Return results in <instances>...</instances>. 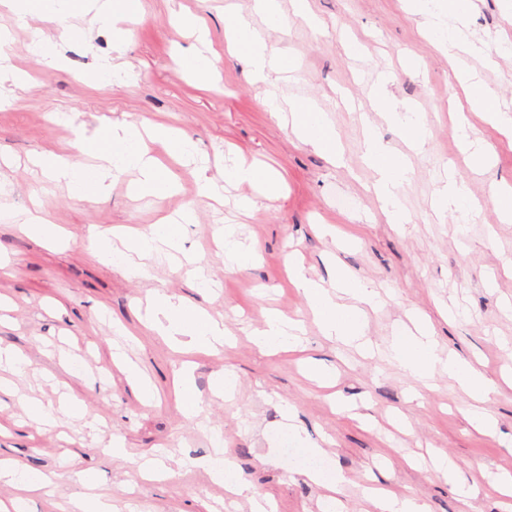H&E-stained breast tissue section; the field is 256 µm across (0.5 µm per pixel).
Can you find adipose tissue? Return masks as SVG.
Returning a JSON list of instances; mask_svg holds the SVG:
<instances>
[{
    "mask_svg": "<svg viewBox=\"0 0 512 512\" xmlns=\"http://www.w3.org/2000/svg\"><path fill=\"white\" fill-rule=\"evenodd\" d=\"M14 3L19 17L38 16L52 22L65 35L71 34L70 18L81 6L80 0H14ZM406 6L410 11L428 14L432 23L426 32L427 38L441 50L455 52L458 47L457 25L467 16L466 11L460 9L459 0H406ZM224 30L225 52L244 57L251 67L253 79L264 78L266 70L270 68L282 72L294 71L295 65L290 58L267 57L263 33L255 29L246 16L235 12L225 14ZM291 112L300 138L328 157H340L341 142L333 126L312 101L296 102ZM151 141L160 144L174 158L186 159L193 152L192 141L183 133L156 128L150 139L146 140L137 127L129 126L113 132L108 149L109 161L115 171L138 172L139 177L133 185L136 193L165 196L175 190L177 182L165 166L150 156L147 144ZM365 162L375 174L373 189L389 223H407L408 216L398 203V190L410 178L409 167L401 158L388 154L373 133L366 137ZM35 163L43 174L68 176L73 196L89 198L100 189V180L85 179V166L82 163L52 152L39 154ZM193 221V213L184 211L160 220L152 225L149 232L130 236L124 247H115L111 238L103 233L92 239L91 247L101 264L124 270L135 277H146L150 274L149 262L157 254L159 245L182 251L186 227ZM292 274L324 336L365 351L371 350L372 343L365 333L363 309L379 302L372 288L344 271L337 274L336 284L331 289L307 277L301 267H294ZM341 293L351 295L352 303L338 302L337 296ZM144 322L158 335L178 345L214 348L224 343L223 324L204 310L162 291L154 292ZM299 329V320L267 310L263 313V326L254 331L253 340L259 349L273 352L295 346ZM390 350L400 368L412 377L429 379L434 374L445 373L460 386L472 391L478 400L488 397L489 390L482 374L456 355L444 353L430 325L424 320L414 319L412 326L399 329L391 341ZM202 465L225 488L235 494L248 496L253 512H267L264 497L255 487L240 479L235 461L225 451H217L216 455L204 459Z\"/></svg>",
    "mask_w": 512,
    "mask_h": 512,
    "instance_id": "ef3b65f1",
    "label": "adipose tissue"
}]
</instances>
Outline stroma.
<instances>
[{
    "label": "stroma",
    "mask_w": 512,
    "mask_h": 512,
    "mask_svg": "<svg viewBox=\"0 0 512 512\" xmlns=\"http://www.w3.org/2000/svg\"><path fill=\"white\" fill-rule=\"evenodd\" d=\"M126 38L101 26L93 11H78L76 35L33 16L17 26L9 0H0V51L13 67L0 70V344L29 361L0 391V459L50 476L52 495L28 499V512H69L82 485L68 456L90 470L113 512H251L246 497L230 493L206 470L185 471L178 461L212 456L216 444L234 456L241 477L268 500L272 512H320L329 490L292 463L282 438L272 437L281 406H290L304 445L323 449L332 472L345 483V512H377L364 487H386L417 498L428 512H512L499 482L512 476V223L501 220L499 189L512 186V146L488 122L483 108L454 80L446 54L426 37L430 18L405 11L401 0H308L310 18L293 0H277L283 25L267 31L270 56L293 59L298 70L268 71L253 80L243 58L224 51L228 7L266 29L255 0H140ZM196 16L201 29L179 26ZM462 65L512 109V0H475L457 32ZM47 43L56 60L48 68L30 52ZM360 42L361 53L350 50ZM483 47L485 56L468 54ZM202 52L212 62L198 77L183 56ZM110 68L117 84L99 86ZM382 98L399 112H420L427 142L415 149L372 102ZM312 100L332 122L344 148L341 161L303 142L271 112ZM135 124L180 129L194 144L187 164L174 165L177 193L141 198L133 174L104 171L97 198L71 195L66 178L48 179L34 156L53 151L98 163L100 144L113 130ZM489 153L486 167L471 164L460 127ZM403 157L411 168L401 202L409 223H387L370 187L363 159L366 132ZM253 162L276 172L280 195L269 198L246 184L233 185L223 202L199 187L221 182L225 168ZM466 183L479 203L466 224L434 206L447 178ZM251 208L238 214L241 197ZM40 204L42 216L63 227L48 243L7 219ZM192 210L185 246L193 260L152 263L139 280L98 262L88 247L90 230L127 225L149 230L159 217ZM234 219L242 250H257L245 266L224 262L219 230ZM307 274L332 282L345 270L379 290L383 306L368 311L366 332L374 356L324 337L301 292L288 277L289 259ZM155 289L203 308L222 321L230 341L219 351L193 355L191 368L202 412L185 416L175 401L173 378L185 358L147 330L141 314ZM301 319L306 358L334 368V386H320L293 354L266 355L248 336L264 309ZM424 317L440 345L476 365L491 389L484 404L494 434L472 422L476 402L455 380L436 377L434 388L405 376L386 357L394 330L409 316ZM123 339L128 356L154 385L145 406L112 362V342ZM230 369L237 392L225 400L211 391L214 373ZM83 401L85 412L42 428L25 401ZM120 438L127 456L104 444ZM448 455L473 488L460 497L431 460ZM164 457L166 479L142 480L141 456Z\"/></svg>",
    "instance_id": "1"
}]
</instances>
